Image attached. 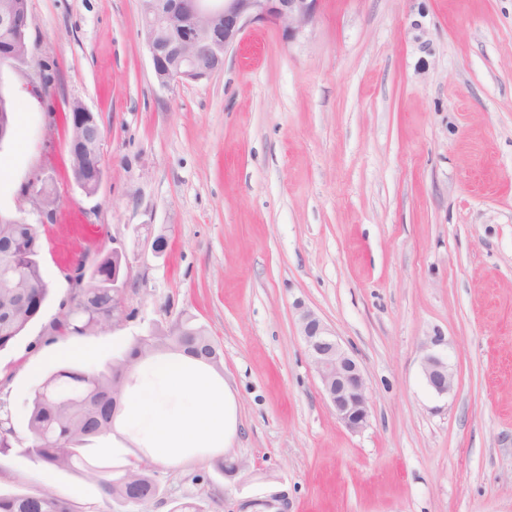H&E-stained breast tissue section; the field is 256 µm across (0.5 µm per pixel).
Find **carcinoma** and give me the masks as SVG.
Segmentation results:
<instances>
[{"label": "carcinoma", "mask_w": 512, "mask_h": 512, "mask_svg": "<svg viewBox=\"0 0 512 512\" xmlns=\"http://www.w3.org/2000/svg\"><path fill=\"white\" fill-rule=\"evenodd\" d=\"M80 140L70 156L72 178L95 161L94 140L69 127ZM44 241L35 224L0 223V353L11 350L41 314L50 293L42 272ZM100 287H77L50 324L51 335L97 336L112 328V255L96 262ZM189 353L221 369L223 353L207 328L191 315L137 337L120 356L101 370L60 367L50 372L29 401L25 435H19L9 413L0 418V448L20 447L53 470L76 474L97 486L105 504L141 508L156 500L160 487L152 462L144 453L121 468L103 465L88 455V445L114 432L126 392L135 384L139 367L160 355ZM0 512H77L45 487L37 492H0Z\"/></svg>", "instance_id": "cac0c4a2"}]
</instances>
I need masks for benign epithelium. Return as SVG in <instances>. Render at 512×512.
<instances>
[{
	"mask_svg": "<svg viewBox=\"0 0 512 512\" xmlns=\"http://www.w3.org/2000/svg\"><path fill=\"white\" fill-rule=\"evenodd\" d=\"M321 0H139L142 32L159 83L197 81L224 67V56L254 23L282 29L293 41L314 21ZM33 17L28 7L5 4L0 8V30L13 31L25 41ZM72 126L93 132L95 116L81 102L68 104ZM117 274L112 277V327L123 321V292L129 271L126 256L112 251ZM298 330L337 419L350 431L366 427L371 401L357 360L312 309L298 304ZM427 386L438 396L448 393L453 374L448 361L436 353L424 359Z\"/></svg>",
	"mask_w": 512,
	"mask_h": 512,
	"instance_id": "1",
	"label": "benign epithelium"
}]
</instances>
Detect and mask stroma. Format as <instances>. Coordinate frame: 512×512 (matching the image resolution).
<instances>
[{"label":"stroma","mask_w":512,"mask_h":512,"mask_svg":"<svg viewBox=\"0 0 512 512\" xmlns=\"http://www.w3.org/2000/svg\"><path fill=\"white\" fill-rule=\"evenodd\" d=\"M29 63L0 67L13 132L0 210L34 222L32 176L59 198L41 225L51 295L0 354L17 432L53 367L105 363L186 314L224 353L239 405L234 475L158 467L140 512H512V0H321L296 41L255 24L222 71L162 86L138 0H29ZM103 132L95 195L73 182L68 102ZM164 235L168 245L155 253ZM124 251L121 326L51 339L79 255ZM354 355L372 413L351 432L308 357L297 305ZM445 357L448 394L427 386ZM0 490L100 503L83 478L7 451ZM424 378L427 386L436 395L443 396L453 385V374L448 368V361L441 355L429 353L424 359Z\"/></svg>","instance_id":"obj_1"}]
</instances>
